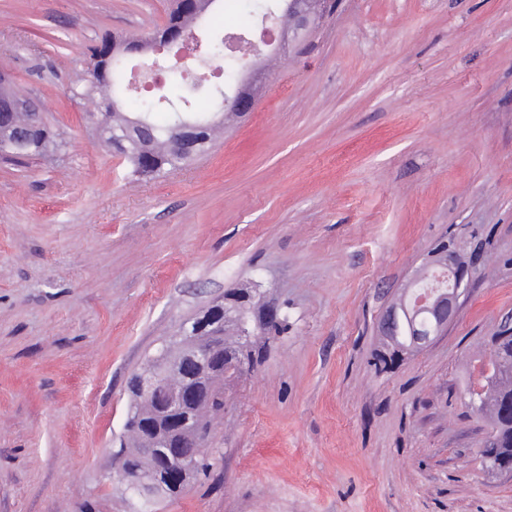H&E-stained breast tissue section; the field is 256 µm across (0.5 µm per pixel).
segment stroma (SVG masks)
Instances as JSON below:
<instances>
[{"instance_id":"35a3bbf8","label":"stroma","mask_w":512,"mask_h":512,"mask_svg":"<svg viewBox=\"0 0 512 512\" xmlns=\"http://www.w3.org/2000/svg\"><path fill=\"white\" fill-rule=\"evenodd\" d=\"M169 6L0 0V69L63 139L0 160V512H138L107 477L127 380L252 280L288 331L229 386L209 477L151 512H512L470 405L512 319V0H336L271 50L245 121L137 181L69 89ZM450 239L474 261L457 316L376 365L379 318Z\"/></svg>"}]
</instances>
